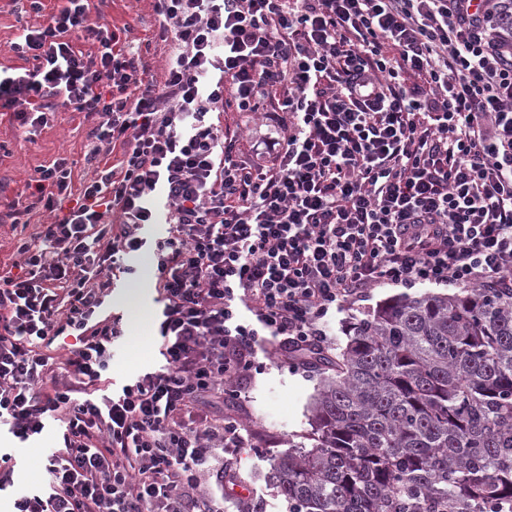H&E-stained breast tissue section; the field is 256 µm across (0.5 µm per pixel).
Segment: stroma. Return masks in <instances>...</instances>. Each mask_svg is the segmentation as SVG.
I'll return each instance as SVG.
<instances>
[{
  "label": "stroma",
  "mask_w": 512,
  "mask_h": 512,
  "mask_svg": "<svg viewBox=\"0 0 512 512\" xmlns=\"http://www.w3.org/2000/svg\"><path fill=\"white\" fill-rule=\"evenodd\" d=\"M153 5L154 0H90V19L122 30L127 50L149 63L148 76L158 84L163 80V64L170 46L156 36ZM42 21V14L32 12L28 0H0V68L25 66V59L11 52L10 46L23 27ZM91 130L92 124L83 113L61 107L48 126L28 142L17 138L9 116H0V204L16 202L21 206L18 218H0V263L14 262L17 240L34 239L40 225L49 220L43 209L28 206L26 184L39 166L64 156L73 164L75 183L91 176L86 162L95 144ZM161 231L157 224L144 228L148 245L129 260L134 274L118 281L108 299L111 310L122 314L125 331L105 373L113 391L163 363L156 342L159 306L155 301V268L150 264V242ZM257 359L260 371L234 381L237 397H211L199 406L198 414L203 418L226 414L238 417L250 443L242 455L234 485L227 488L223 512H289L287 500L279 494L271 477V465L292 448L313 443L308 403L320 381L319 373L304 365L291 369L287 350L274 341L259 349ZM60 431L59 423L48 422L42 434L24 448L17 447L13 437H0V448L15 451V484L38 488L44 465L42 451L60 446Z\"/></svg>",
  "instance_id": "1"
}]
</instances>
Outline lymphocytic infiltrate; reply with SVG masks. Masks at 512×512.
<instances>
[{"label":"lymphocytic infiltrate","instance_id":"lymphocytic-infiltrate-1","mask_svg":"<svg viewBox=\"0 0 512 512\" xmlns=\"http://www.w3.org/2000/svg\"><path fill=\"white\" fill-rule=\"evenodd\" d=\"M175 49L162 84L120 36L60 0L10 49L0 111L20 137L57 105L94 123L96 166L27 184L40 245L0 268V431L63 425L13 512H220L248 445L198 402L259 370L267 339L329 350V322L384 285L512 288V0H154ZM82 34L95 49H74ZM396 57H388L387 47ZM413 72L421 84L408 87ZM282 113L272 154L240 155L223 112ZM116 163H109L113 151ZM155 242L159 369L103 394L123 317L107 312ZM76 333L64 357L53 341Z\"/></svg>","mask_w":512,"mask_h":512}]
</instances>
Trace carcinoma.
<instances>
[{
    "instance_id": "carcinoma-1",
    "label": "carcinoma",
    "mask_w": 512,
    "mask_h": 512,
    "mask_svg": "<svg viewBox=\"0 0 512 512\" xmlns=\"http://www.w3.org/2000/svg\"><path fill=\"white\" fill-rule=\"evenodd\" d=\"M274 464L292 512H512V291L401 295L352 318Z\"/></svg>"
}]
</instances>
